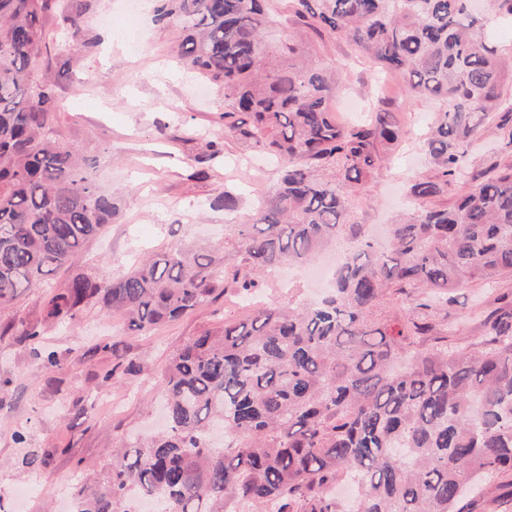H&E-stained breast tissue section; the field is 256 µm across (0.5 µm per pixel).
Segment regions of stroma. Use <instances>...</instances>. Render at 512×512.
I'll list each match as a JSON object with an SVG mask.
<instances>
[{
	"mask_svg": "<svg viewBox=\"0 0 512 512\" xmlns=\"http://www.w3.org/2000/svg\"><path fill=\"white\" fill-rule=\"evenodd\" d=\"M67 2L81 14L82 35L73 37L68 24L51 21L40 71L56 84L59 140L88 158V176L118 206L105 233L84 251L79 270L109 279L155 250H192L204 241L223 244L224 266L234 269L242 255L230 241L231 218L213 201L231 191L239 200L234 219L245 221L275 182L277 163L225 139L223 90L179 58L183 35L153 24L154 0H143L140 9L129 0ZM268 7L276 20L274 48L307 46L316 65L335 70L331 108L338 122L346 120L342 98L369 108L381 97L404 132L382 148L365 194L354 200L357 223L388 224L414 210L404 185L433 173L423 143L441 103L411 96L402 75L377 72L352 42L317 35L296 19L291 0H268ZM209 140L221 149L207 161ZM68 277V271L56 272L0 313V504L7 512H43L49 504L68 512L65 497L82 465L103 463L114 438L160 424L162 404L149 376L191 337L246 312L230 293L148 336L130 332L120 315L97 302L69 323L46 321L43 298ZM485 296L476 283L456 292L449 320L457 340L478 335ZM34 325L40 336L33 341L26 332ZM46 348L57 352L59 367L43 369ZM130 360L140 373L106 380L112 366ZM19 431L26 434L21 444L14 439ZM32 452L44 460L34 470L23 463Z\"/></svg>",
	"mask_w": 512,
	"mask_h": 512,
	"instance_id": "obj_1",
	"label": "stroma"
}]
</instances>
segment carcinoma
Masks as SVG:
<instances>
[{
    "label": "carcinoma",
    "instance_id": "cac0c4a2",
    "mask_svg": "<svg viewBox=\"0 0 512 512\" xmlns=\"http://www.w3.org/2000/svg\"><path fill=\"white\" fill-rule=\"evenodd\" d=\"M157 2L156 22L183 34L181 58L224 89V138L273 155L280 178L230 225L237 269L219 248H174L108 280L76 272L47 294L44 319L100 302L148 333L230 290L249 299L284 265L349 253L324 300L254 305L173 352L154 375L166 428L117 440L72 512L147 500L160 512H467L483 483L512 479V303L466 344L436 321L468 283L512 276V160L468 163L487 127L512 156L506 61L477 37L474 0H292L298 19L444 105L424 142L435 175L409 184L419 208L388 225L383 251L351 201L380 147L403 137L390 113L337 124L335 75L293 43L270 53L266 0ZM58 14L80 35L62 0H0L1 311L74 266L117 213L53 136L55 85L36 68Z\"/></svg>",
    "mask_w": 512,
    "mask_h": 512
}]
</instances>
